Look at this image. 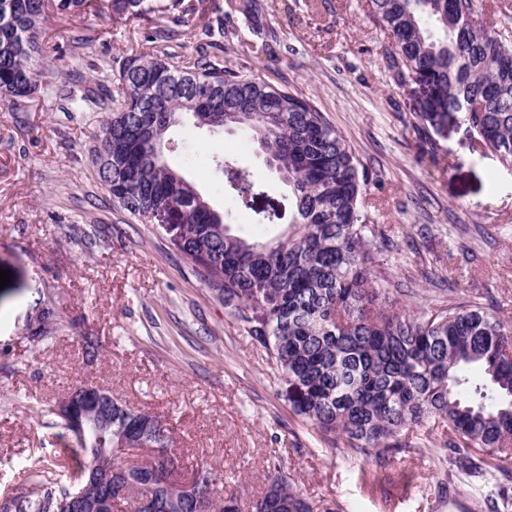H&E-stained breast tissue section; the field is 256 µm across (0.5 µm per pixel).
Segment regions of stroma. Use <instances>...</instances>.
I'll use <instances>...</instances> for the list:
<instances>
[{
	"mask_svg": "<svg viewBox=\"0 0 512 512\" xmlns=\"http://www.w3.org/2000/svg\"><path fill=\"white\" fill-rule=\"evenodd\" d=\"M246 0H203L180 26L182 55L194 54L202 21L223 18L221 58L243 74L311 99L364 166L361 204L392 240L377 268L413 311L478 298L512 313V167L476 151L465 131L430 138L412 129L414 95L381 69L384 34L368 0H263L270 49L256 37ZM136 18L97 12L48 14L43 27L77 55H52L41 71L76 69L71 87L112 90L122 61L151 52L148 33L169 25L170 0ZM104 110L63 112L58 99L0 104V500L31 493L30 470L59 482L67 431L52 409L84 381L131 407L162 416L176 441V479L206 465L240 492L242 512L280 466L323 512H491L498 488L512 491V464L481 448L489 481L457 474L440 430L414 428L411 453L366 471L342 439L325 441L296 416L268 353L225 313L168 235L114 207L92 161ZM167 158L227 217L232 232L265 239L270 225L225 192L216 161L235 163L287 202L251 132L185 120L165 143ZM457 289H449V278ZM55 315L44 340L29 330L43 305ZM97 336L98 359L82 360V338Z\"/></svg>",
	"mask_w": 512,
	"mask_h": 512,
	"instance_id": "stroma-1",
	"label": "stroma"
}]
</instances>
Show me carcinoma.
<instances>
[{
  "instance_id": "obj_1",
  "label": "carcinoma",
  "mask_w": 512,
  "mask_h": 512,
  "mask_svg": "<svg viewBox=\"0 0 512 512\" xmlns=\"http://www.w3.org/2000/svg\"><path fill=\"white\" fill-rule=\"evenodd\" d=\"M150 0H112L115 17L151 10ZM199 0H171L174 22L197 12ZM96 0H0V102L30 99L55 86L66 112L101 105L89 90L75 97L67 75L41 80L38 64L60 51L46 38L47 12L79 18ZM371 22L386 38L390 81L427 86L415 98V128L443 136L454 124L482 151L512 166V28L490 20L480 0H369ZM224 22L207 21L206 45L182 56L164 49L126 59L113 107L98 128L95 164L112 202L134 217L163 206L178 212L185 233L177 251L224 304L243 332L266 349L287 385L292 412L321 434L341 435L360 457L385 465L410 452L401 432L444 427L450 448H486L512 458V323L477 302L420 314L397 307L380 287L374 264L391 242L361 210L365 172L345 138L297 92L246 76L214 61ZM209 128L245 126L259 139L268 166L288 187L289 227L269 242L231 233L226 218L164 159L162 145L184 118ZM218 173L236 198L260 194L247 171L224 163ZM82 354L100 355L95 336ZM153 452L138 468L120 466V434ZM173 438L161 418L112 400V433H91L67 448L70 484L36 483L11 498L10 512H57L79 491L90 468L112 469V489L129 487L152 499L156 512H239L235 494L218 496L217 476L198 468L196 494L172 487ZM457 468L484 476V466L457 457ZM252 512H317L275 466Z\"/></svg>"
}]
</instances>
